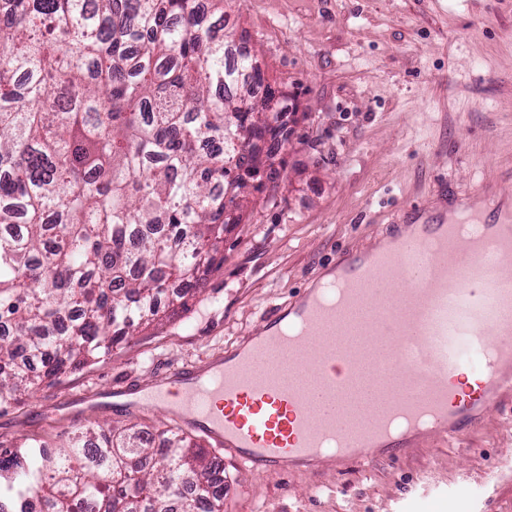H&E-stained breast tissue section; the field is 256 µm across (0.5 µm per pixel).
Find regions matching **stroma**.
<instances>
[{
	"label": "stroma",
	"instance_id": "35a3bbf8",
	"mask_svg": "<svg viewBox=\"0 0 512 512\" xmlns=\"http://www.w3.org/2000/svg\"><path fill=\"white\" fill-rule=\"evenodd\" d=\"M266 81L285 93L278 183L249 189L223 261L185 309L53 386L0 407V443L59 444L108 423L146 432L114 388L203 365L258 333L319 265L386 235L413 206L487 187L512 193V0H226ZM471 451L433 441L396 461L287 476L224 461V512H512V423L491 414Z\"/></svg>",
	"mask_w": 512,
	"mask_h": 512
}]
</instances>
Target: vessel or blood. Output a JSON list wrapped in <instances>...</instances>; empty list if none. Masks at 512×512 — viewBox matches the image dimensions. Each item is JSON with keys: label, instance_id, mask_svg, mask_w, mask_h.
<instances>
[{"label": "vessel or blood", "instance_id": "b4317fda", "mask_svg": "<svg viewBox=\"0 0 512 512\" xmlns=\"http://www.w3.org/2000/svg\"><path fill=\"white\" fill-rule=\"evenodd\" d=\"M393 225L410 232L392 253H343L249 345L113 390V408H166L251 473L394 460L435 438L467 446L491 411L512 408V208L481 189ZM357 304L371 318L349 322ZM468 352L481 368L461 391L451 380Z\"/></svg>", "mask_w": 512, "mask_h": 512}]
</instances>
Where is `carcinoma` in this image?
<instances>
[{"label": "carcinoma", "instance_id": "carcinoma-1", "mask_svg": "<svg viewBox=\"0 0 512 512\" xmlns=\"http://www.w3.org/2000/svg\"><path fill=\"white\" fill-rule=\"evenodd\" d=\"M224 0H0V405L163 318L234 224L226 195L282 148ZM0 445V512H224L221 460L172 430H77L53 457ZM192 477L173 502L175 478Z\"/></svg>", "mask_w": 512, "mask_h": 512}]
</instances>
